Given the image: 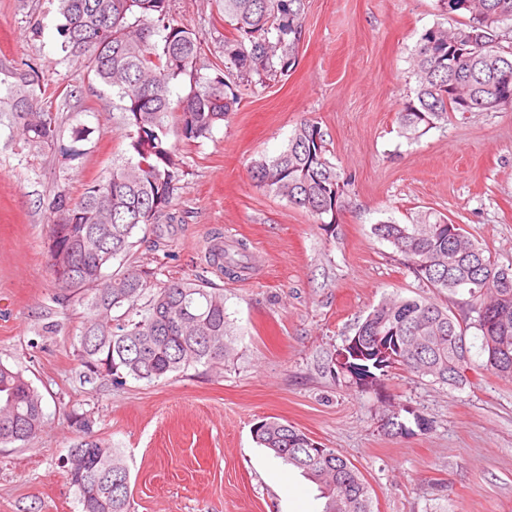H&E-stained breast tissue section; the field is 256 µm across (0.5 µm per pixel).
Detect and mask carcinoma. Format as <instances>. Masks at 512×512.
Masks as SVG:
<instances>
[{
    "mask_svg": "<svg viewBox=\"0 0 512 512\" xmlns=\"http://www.w3.org/2000/svg\"><path fill=\"white\" fill-rule=\"evenodd\" d=\"M60 49L82 63L122 102L131 128V156L112 164L109 176L90 185L72 204L56 193L48 208L57 215L50 227V269L65 291L55 301L76 300L85 311L74 351L78 379L96 391L129 380L152 383L196 365L222 364L233 352L224 291L197 275L151 285V273L128 268L106 274L112 260L126 254L139 230L155 233L154 249L166 247L164 229L183 223L173 211L181 163L175 133L183 142L211 136L238 103L233 83L288 74L301 39L304 0H220L224 23L223 68L211 78L196 69L203 40L170 13V0H57ZM448 14L466 21L454 29L425 31L413 57L414 97L398 112L400 134L412 142L448 122L450 112H481L489 97L512 106V83L499 84L495 65H512V46L496 43L494 33L512 21V0H439ZM472 35L471 50L457 51V32ZM190 76L189 92L172 98V86ZM16 130L31 149L55 148L64 158L81 154L89 128L59 135L58 115L43 104L38 71L15 70L0 79V125ZM324 132L303 119L279 154L252 161L255 187L283 198L312 216L325 233H336L344 207L343 177L327 161ZM373 233L390 243L404 264L438 295L465 296L460 313L431 296L391 297L382 301L346 337L347 359L334 367L357 391L381 386L388 369L403 366L434 385L467 383L476 366L472 349L486 356L481 366L512 380V265L499 263L486 247L467 236L459 224L425 215L414 224L384 222ZM207 265L233 275L244 268L219 241ZM120 310L122 314L114 315ZM475 329L474 341L467 339ZM381 337L396 356L379 355ZM468 361L448 377V370ZM43 395L20 370L0 363V445L32 441L44 426ZM79 419L80 435L68 449L66 468L81 512H129L130 476L120 449ZM432 423L398 405L383 430L410 436L430 432ZM255 443L316 484L325 499L323 512H374L370 488L346 458L324 448L300 428L264 418L252 429Z\"/></svg>",
    "mask_w": 512,
    "mask_h": 512,
    "instance_id": "1",
    "label": "carcinoma"
}]
</instances>
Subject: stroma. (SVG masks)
Instances as JSON below:
<instances>
[{"mask_svg":"<svg viewBox=\"0 0 512 512\" xmlns=\"http://www.w3.org/2000/svg\"><path fill=\"white\" fill-rule=\"evenodd\" d=\"M170 7L204 40L199 73L215 76L228 31L216 0ZM463 21L438 0H306L289 74L240 87L235 112L209 138L178 143L184 176L174 204L185 220L170 229L168 250L139 235L110 268L134 266L166 283L204 267L214 232L225 245L245 243L243 272L207 274L224 291L234 358L91 392L72 347L83 309L56 302L46 205L60 191L79 200L104 180L127 154L128 129L118 98L61 52L55 0H0V63L38 70L63 129H91L83 155L65 160L0 126V363L24 372L45 412L31 445L0 446V512H80L65 457L81 415L122 450L131 512H322L316 484L254 442V424L268 416L350 460L375 512H512V380L481 367L467 370V384L442 387L392 368L376 394L329 371L382 300L424 291L375 224H411L432 211L512 264V107L449 113L412 143L399 133L422 34ZM72 88L80 97H67ZM305 118L319 122L327 159L353 179L332 236L250 174ZM51 321L57 331L44 332ZM398 404L430 419L431 432L385 434L381 418Z\"/></svg>","mask_w":512,"mask_h":512,"instance_id":"stroma-1","label":"stroma"}]
</instances>
